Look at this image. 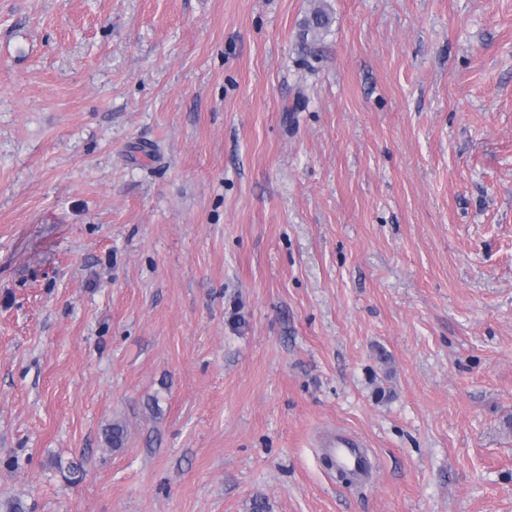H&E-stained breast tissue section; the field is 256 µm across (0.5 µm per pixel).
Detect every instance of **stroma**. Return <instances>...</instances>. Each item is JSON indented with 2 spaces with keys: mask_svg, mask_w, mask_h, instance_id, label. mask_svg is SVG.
I'll list each match as a JSON object with an SVG mask.
<instances>
[{
  "mask_svg": "<svg viewBox=\"0 0 512 512\" xmlns=\"http://www.w3.org/2000/svg\"><path fill=\"white\" fill-rule=\"evenodd\" d=\"M14 498L512 512V0H0ZM332 24L331 14L324 8L315 9L310 17L303 22V35L306 37L309 33L313 37L321 36L329 31ZM326 448H331L330 454L339 465L351 470L358 468L359 450L357 448H363V445L356 437L336 434L327 441Z\"/></svg>",
  "mask_w": 512,
  "mask_h": 512,
  "instance_id": "obj_1",
  "label": "stroma"
}]
</instances>
